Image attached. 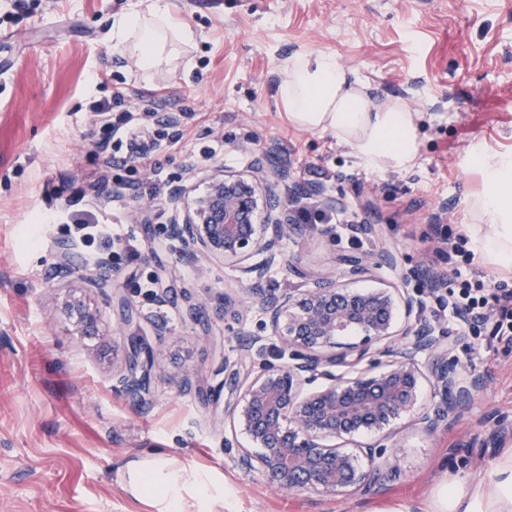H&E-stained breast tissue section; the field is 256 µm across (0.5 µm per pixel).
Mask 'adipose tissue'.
I'll return each mask as SVG.
<instances>
[{"instance_id": "adipose-tissue-1", "label": "adipose tissue", "mask_w": 512, "mask_h": 512, "mask_svg": "<svg viewBox=\"0 0 512 512\" xmlns=\"http://www.w3.org/2000/svg\"><path fill=\"white\" fill-rule=\"evenodd\" d=\"M117 41H133L137 61L152 70L164 55L194 41L191 27L167 0H139L112 26ZM276 100L289 121L306 131L331 132L353 148L361 166L404 172L419 162L418 114L398 98L371 99L369 86L332 55L297 53L280 72ZM483 189L470 201L485 233L474 248L491 264L512 268V157L474 147ZM123 489L152 512H233L235 489L214 473L169 456L137 457L119 468ZM429 512H512V448L487 474L460 471L435 485Z\"/></svg>"}]
</instances>
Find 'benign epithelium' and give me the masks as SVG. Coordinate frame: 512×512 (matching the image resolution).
<instances>
[{
  "instance_id": "obj_1",
  "label": "benign epithelium",
  "mask_w": 512,
  "mask_h": 512,
  "mask_svg": "<svg viewBox=\"0 0 512 512\" xmlns=\"http://www.w3.org/2000/svg\"><path fill=\"white\" fill-rule=\"evenodd\" d=\"M283 171L257 163L252 174L227 172L213 167L205 190L191 193L181 184L169 194V203L184 212L176 226L178 236L195 253L204 257L232 260L240 265L250 303L265 317V325L290 351L278 364L260 363V372L246 381L237 368L224 366V379L206 388V396L224 395V419L233 423L258 448L241 450V468L259 472L278 490L301 492L324 490L332 493L356 491L375 480L380 469L366 470L365 457L374 462L383 455L382 441L390 437V426L410 413L416 404L422 379H427L443 399L433 411L417 413L415 424L435 432L450 415L462 414L474 396L486 387L475 374L464 376L451 356L446 337L420 315L422 303L414 295L396 297L388 288L356 293L344 279L368 271V260L353 255L330 275L313 280L300 291L272 295L261 288L268 269L279 262V245L294 228L292 213L299 196L279 192ZM268 210L263 231L255 215L259 205ZM255 254L260 263L250 264ZM402 302L414 323L402 333L401 347L373 352L368 343L395 335L394 314ZM112 311L124 334L126 355L122 374L112 385L131 404L147 406L151 401V370L154 346L140 333V312L122 289H112ZM75 318V333L87 336L95 330L97 312L77 301H65ZM362 332L367 344L346 352L328 354L325 348L339 336ZM426 355L421 365L417 355ZM377 369L371 376H349L347 370L362 361ZM328 380L323 388L304 392L315 377ZM378 436L359 451L333 444L362 432Z\"/></svg>"
}]
</instances>
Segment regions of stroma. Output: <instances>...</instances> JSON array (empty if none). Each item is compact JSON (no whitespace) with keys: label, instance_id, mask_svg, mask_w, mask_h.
I'll use <instances>...</instances> for the list:
<instances>
[{"label":"stroma","instance_id":"35a3bbf8","mask_svg":"<svg viewBox=\"0 0 512 512\" xmlns=\"http://www.w3.org/2000/svg\"><path fill=\"white\" fill-rule=\"evenodd\" d=\"M133 0H35L8 15L0 0V512H148L118 481L126 460L155 451L222 475L234 512H428L444 472L489 471L512 446V345L486 349L487 328L447 309L458 278L512 283L482 257H448L447 238L470 239L468 201L483 181L471 164L481 146L512 156V0H168L195 34L192 46L144 75L112 23ZM297 52L331 54L370 86L372 98H402L419 113V163L408 172L360 167L329 132L301 130L275 99L283 63ZM123 92L131 105L164 98L179 113L160 127V148L137 169L108 168L98 155L100 104ZM221 151H214L215 141ZM286 173V187L345 223L310 217L280 243L282 261L263 282L276 293L306 288L344 255L379 253L347 284L357 292L405 288L485 391L428 435L397 420L379 465L382 477L350 496L275 489L236 465V436L205 406L198 379L216 384L225 365L258 373L244 333L278 341L243 303L233 263L189 256L173 230L182 217L166 190L192 179L203 190L212 167L245 173L255 162ZM115 225L134 251L115 250L96 275L59 270L69 203ZM144 207L142 220L132 212ZM373 233H364V225ZM161 279L157 292L146 280ZM140 309V330L157 343L153 401L136 409L112 389L125 344L116 336L113 288ZM236 313L215 306L220 294ZM99 312L93 335L74 333L66 299ZM208 302L203 322L195 304ZM190 378L175 387L172 375Z\"/></svg>","mask_w":512,"mask_h":512}]
</instances>
